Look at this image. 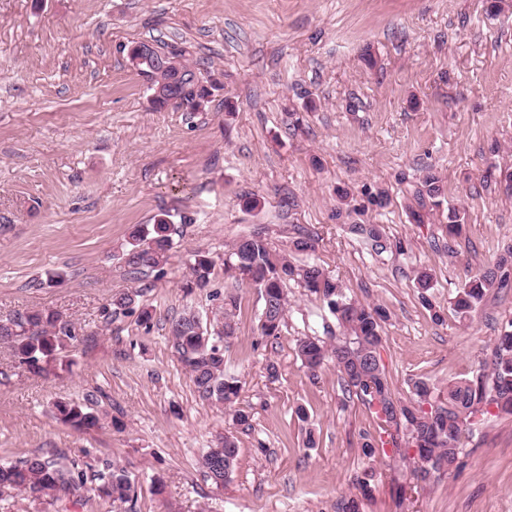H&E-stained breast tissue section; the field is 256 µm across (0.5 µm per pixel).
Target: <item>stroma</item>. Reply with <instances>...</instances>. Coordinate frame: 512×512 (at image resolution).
<instances>
[{
  "mask_svg": "<svg viewBox=\"0 0 512 512\" xmlns=\"http://www.w3.org/2000/svg\"><path fill=\"white\" fill-rule=\"evenodd\" d=\"M144 40L180 43L206 65L219 87L204 111H153L127 54ZM505 163L512 0L494 17L486 0H0V318L53 308L86 336L70 366L38 374L12 368L0 346V460L117 461L137 512H336L368 471L361 512H512V416H482L458 468L416 484L414 449L388 442L366 457L374 415L334 365L313 378L297 358L298 337L344 336L322 300L288 282L285 323L268 339L258 290L224 275L232 245L251 235L314 261L353 301L386 311L380 358L397 398L409 401L421 379L447 390L490 361L512 318V288L466 320L451 306L512 244V192L483 180ZM429 168L447 203L416 224L411 189ZM380 189L382 208L369 199ZM450 203L466 210L453 236ZM163 211L192 221L161 270L131 278L129 235ZM355 222L376 225L386 250ZM307 234L314 251L293 252ZM198 250L214 274L189 293ZM134 288L151 325L134 311L104 323L112 294ZM229 293L240 301L224 346V371L241 385L231 408L198 397L168 332L186 310L219 315ZM88 398L102 427L49 414L55 401ZM238 409L248 425L236 424ZM227 434L239 457L218 488L201 461Z\"/></svg>",
  "mask_w": 512,
  "mask_h": 512,
  "instance_id": "stroma-1",
  "label": "stroma"
}]
</instances>
